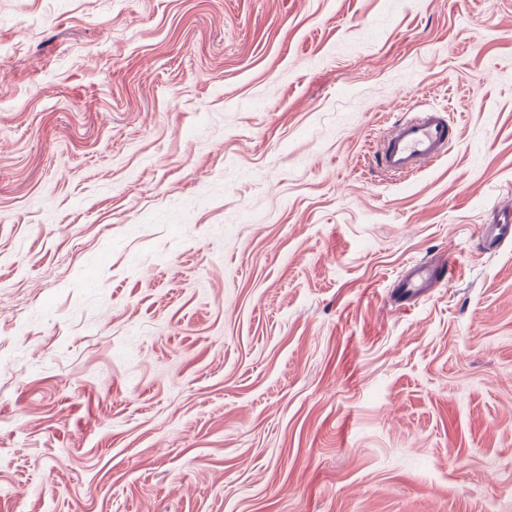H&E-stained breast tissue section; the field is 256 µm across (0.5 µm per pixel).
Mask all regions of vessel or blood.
<instances>
[{
	"mask_svg": "<svg viewBox=\"0 0 512 512\" xmlns=\"http://www.w3.org/2000/svg\"><path fill=\"white\" fill-rule=\"evenodd\" d=\"M455 131L444 112L430 110L396 122L376 149L377 163L393 174H409L445 157ZM436 275L427 264L416 263L401 280L405 296L431 287Z\"/></svg>",
	"mask_w": 512,
	"mask_h": 512,
	"instance_id": "b4317fda",
	"label": "vessel or blood"
}]
</instances>
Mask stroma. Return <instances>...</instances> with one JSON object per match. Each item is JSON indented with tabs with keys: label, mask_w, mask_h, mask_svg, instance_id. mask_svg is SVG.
Masks as SVG:
<instances>
[{
	"label": "stroma",
	"mask_w": 512,
	"mask_h": 512,
	"mask_svg": "<svg viewBox=\"0 0 512 512\" xmlns=\"http://www.w3.org/2000/svg\"><path fill=\"white\" fill-rule=\"evenodd\" d=\"M508 211L512 0H0V512H512ZM396 122L380 142L377 164L393 174H409L448 154L455 139L444 112L430 110ZM436 280V274L426 263H415L411 266L409 273L401 280L399 288L408 299L423 292L425 288H431Z\"/></svg>",
	"instance_id": "35a3bbf8"
}]
</instances>
